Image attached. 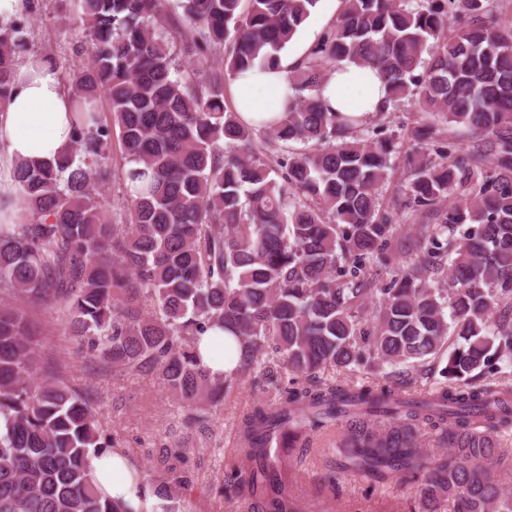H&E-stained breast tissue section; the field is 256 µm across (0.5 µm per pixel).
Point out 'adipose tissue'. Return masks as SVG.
<instances>
[{
    "label": "adipose tissue",
    "instance_id": "1",
    "mask_svg": "<svg viewBox=\"0 0 512 512\" xmlns=\"http://www.w3.org/2000/svg\"><path fill=\"white\" fill-rule=\"evenodd\" d=\"M300 52L281 57L271 70L253 68L236 75L230 84L234 108L240 119L259 124L282 117L281 103L288 87V72L300 60ZM321 97L331 111L369 120L382 112L388 88L381 73L344 63L323 84ZM71 95L53 65L22 61L15 70L10 97L0 103V142L7 160H53L69 149ZM235 341L213 329L201 336V363L211 375L233 372ZM93 475L102 493L133 512H164V502L139 466L119 449L93 458Z\"/></svg>",
    "mask_w": 512,
    "mask_h": 512
}]
</instances>
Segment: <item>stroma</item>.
<instances>
[{
    "label": "stroma",
    "mask_w": 512,
    "mask_h": 512,
    "mask_svg": "<svg viewBox=\"0 0 512 512\" xmlns=\"http://www.w3.org/2000/svg\"><path fill=\"white\" fill-rule=\"evenodd\" d=\"M28 38L32 53H53L67 73L77 75L84 70L87 40L77 0H38ZM103 164L113 177L101 203L111 223H126L120 143H112ZM21 307L40 341L44 360L68 385L93 396L104 433L114 436L149 478L166 477L160 462L163 449H186L195 486L177 490L181 512H247L245 502L223 492L222 485L226 477L250 470L252 463L237 443L236 425L256 402L272 400L271 391L244 381L212 408L207 430L187 429V404L164 390L154 375L119 376L101 370L94 358L77 353L57 307L28 301ZM340 437L336 428L317 433L310 448L285 463L296 512H411L412 500L396 485L370 491L358 475L338 472Z\"/></svg>",
    "instance_id": "obj_1"
}]
</instances>
